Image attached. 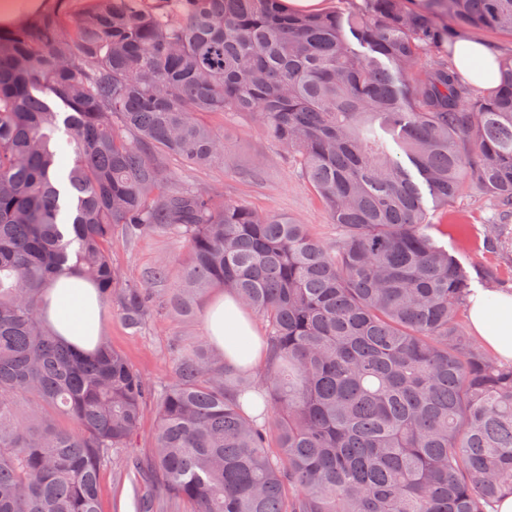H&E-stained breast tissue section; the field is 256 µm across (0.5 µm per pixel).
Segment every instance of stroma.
Instances as JSON below:
<instances>
[{
	"mask_svg": "<svg viewBox=\"0 0 512 512\" xmlns=\"http://www.w3.org/2000/svg\"><path fill=\"white\" fill-rule=\"evenodd\" d=\"M211 122L226 135L224 166L182 171L184 181L208 186L257 210L295 218L323 240L335 238L336 231L328 223L319 197L294 162L264 137L249 116L227 120L215 114ZM497 219L494 199L479 187L466 185L443 218L448 234L442 242L465 266L493 270L501 287L512 290V254L486 249L483 244L487 225ZM111 249L124 279L143 285L152 283L150 273L160 256L174 258L181 252L179 244L165 236L150 234L130 241L118 231L112 236ZM223 294V289L214 288L201 297L191 320L160 309L153 311L137 335L125 328L115 307L107 304L102 308L103 333L114 348L126 354L146 385L156 388L171 376L174 350L205 337L207 309ZM100 488L101 512H136V503L146 490L135 468L116 458L102 466Z\"/></svg>",
	"mask_w": 512,
	"mask_h": 512,
	"instance_id": "35a3bbf8",
	"label": "stroma"
}]
</instances>
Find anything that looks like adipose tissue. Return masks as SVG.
<instances>
[{
	"label": "adipose tissue",
	"mask_w": 512,
	"mask_h": 512,
	"mask_svg": "<svg viewBox=\"0 0 512 512\" xmlns=\"http://www.w3.org/2000/svg\"><path fill=\"white\" fill-rule=\"evenodd\" d=\"M453 67L472 85L492 84L495 56L481 40H461L452 57ZM472 329L483 346L502 362H512V291H478L466 301ZM48 319L66 343L93 351L101 330V303L95 288L77 278L60 279L50 291ZM210 340L227 358L251 369L262 359L256 324L232 293L211 303L206 317Z\"/></svg>",
	"instance_id": "obj_1"
}]
</instances>
